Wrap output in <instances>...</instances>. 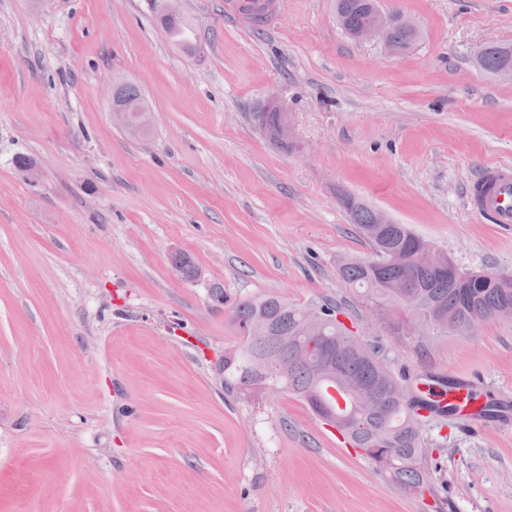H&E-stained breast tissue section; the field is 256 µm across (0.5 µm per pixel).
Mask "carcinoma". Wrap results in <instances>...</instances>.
Wrapping results in <instances>:
<instances>
[{
    "label": "carcinoma",
    "instance_id": "obj_1",
    "mask_svg": "<svg viewBox=\"0 0 512 512\" xmlns=\"http://www.w3.org/2000/svg\"><path fill=\"white\" fill-rule=\"evenodd\" d=\"M372 3L373 0H335L336 12L344 21L342 30L345 34L353 35L366 21ZM158 20L170 42L184 48L185 53L193 55L200 49L195 26L188 18L160 14ZM391 36L400 50L408 49L418 39V33L398 24L393 26ZM480 69L491 75L502 69H512V45L497 43L486 47L480 59ZM112 103L129 110L127 131L131 135L140 136L147 132L150 115L144 109L137 87L122 85L115 88ZM260 112L263 114L259 126L262 135L277 149L285 153L292 151V146L281 144L275 138L276 129L283 119L282 113L265 105L260 106ZM342 203L374 250V256L370 258L347 259L338 267L341 279L365 312L377 315L382 307L399 304L406 316L428 327L431 318L439 315L466 325L475 316L487 321L496 318L502 309H512L511 275L460 269L452 275L448 273V266L454 264L453 259L439 251L435 252V267L418 269L412 264L411 255L423 239L403 224L377 227L375 210L350 195L343 196ZM394 282H401L404 287H391ZM234 310L242 335L248 336L253 329L261 328L272 336L288 337V348L254 346L246 341L239 349L224 351V385L240 390H257L263 381L253 373L254 361L286 359L288 374L280 376L273 372L268 381H279L286 392L312 404L320 377L314 364L303 362L297 356L305 342L300 332L307 311L290 306L277 296L259 301L245 299L237 302ZM318 313L323 319L324 335L335 339L345 353L344 373L366 381L400 383L387 358L367 348L340 322L339 306L325 303ZM422 409L437 416L448 415L445 410L432 409V404L417 393L409 403L392 401L379 413L364 414L353 404L343 411L333 406L326 407L330 414L345 415L344 422L336 424V430L353 447L362 449L367 458L372 460L376 454L390 455L394 463L390 476L400 488L409 492L424 484L426 442L414 427L415 416Z\"/></svg>",
    "mask_w": 512,
    "mask_h": 512
}]
</instances>
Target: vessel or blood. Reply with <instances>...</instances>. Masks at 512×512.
Masks as SVG:
<instances>
[{"label": "vessel or blood", "instance_id": "vessel-or-blood-1", "mask_svg": "<svg viewBox=\"0 0 512 512\" xmlns=\"http://www.w3.org/2000/svg\"><path fill=\"white\" fill-rule=\"evenodd\" d=\"M471 210L490 217L495 224H512V165L497 164L481 170L479 176L466 189ZM440 408L454 410L464 418L486 416L491 412L486 404L477 402L468 385L461 384L436 393L431 387L421 390Z\"/></svg>", "mask_w": 512, "mask_h": 512}]
</instances>
